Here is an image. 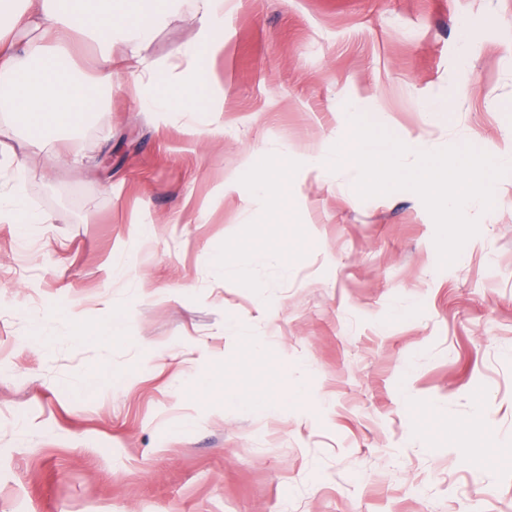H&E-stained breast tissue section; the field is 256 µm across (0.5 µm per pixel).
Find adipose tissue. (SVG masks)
Here are the masks:
<instances>
[{"mask_svg":"<svg viewBox=\"0 0 512 512\" xmlns=\"http://www.w3.org/2000/svg\"><path fill=\"white\" fill-rule=\"evenodd\" d=\"M184 0H0V165L8 164L14 176L0 186V222L47 224L49 215L29 209L24 183L26 166L22 155L9 148L22 136L29 149L43 151L56 146L66 128L96 111L88 89L77 80L62 83L72 68V35L84 32L99 41L94 59L95 81L108 88L114 78L112 49L124 45L131 53L150 43L157 28L180 11ZM198 18V39L187 44L181 59L192 79L180 84L175 97L146 90L143 76L134 82L141 104L152 112H196L199 95L195 76L201 75L204 56L222 40L224 0H193ZM297 158L289 151L272 152L263 167L242 165L235 178L274 198L264 221L277 226L293 223L289 206L290 175ZM295 385L259 379L243 390L233 379L214 383L201 378L188 397L218 399L247 410L270 412L287 404L298 393Z\"/></svg>","mask_w":512,"mask_h":512,"instance_id":"ef3b65f1","label":"adipose tissue"}]
</instances>
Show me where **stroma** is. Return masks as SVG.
I'll return each instance as SVG.
<instances>
[{
    "label": "stroma",
    "instance_id": "1",
    "mask_svg": "<svg viewBox=\"0 0 512 512\" xmlns=\"http://www.w3.org/2000/svg\"><path fill=\"white\" fill-rule=\"evenodd\" d=\"M198 33L187 2L141 51L160 89ZM207 67L211 136L120 77L73 163L26 158L53 221L0 223V512H512V173L442 269L415 193L298 166L285 276L240 252L278 237L234 178L354 113L423 151L512 138V0H224ZM247 340L301 381L284 411L181 399L219 365L250 388ZM427 414L491 420L500 461Z\"/></svg>",
    "mask_w": 512,
    "mask_h": 512
}]
</instances>
